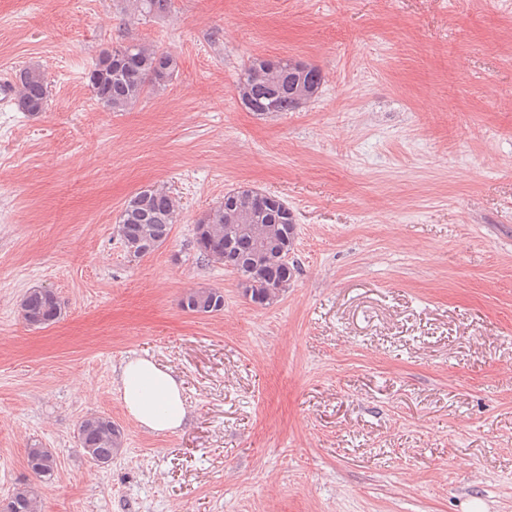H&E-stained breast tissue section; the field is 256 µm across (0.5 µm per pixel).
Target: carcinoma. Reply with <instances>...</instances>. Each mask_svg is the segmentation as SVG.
<instances>
[{
  "instance_id": "carcinoma-1",
  "label": "carcinoma",
  "mask_w": 512,
  "mask_h": 512,
  "mask_svg": "<svg viewBox=\"0 0 512 512\" xmlns=\"http://www.w3.org/2000/svg\"><path fill=\"white\" fill-rule=\"evenodd\" d=\"M124 24L160 17L172 9V0H125ZM178 69L177 56L167 47L132 36L100 53L87 74L96 102L107 112H126L144 98L165 87ZM323 69L294 57L251 56L240 70L235 92L249 112L264 114L299 112L318 98L324 84ZM15 103L21 112L45 111L48 83L44 73L25 67L16 75ZM181 212V201L166 185L148 186L133 194L116 219V234L128 258L153 254L169 239ZM297 220L280 196L243 186L224 194V200L205 211L192 227L198 259L224 266L236 275L245 297L258 307L277 303L299 273L295 250ZM190 314L224 311V290L197 288L180 300ZM20 317L32 328L58 320L62 307L50 288H32L21 300ZM123 428L103 413L83 416L76 438L83 454L101 467L112 465L122 452ZM27 469L38 481L51 479L57 458L49 448L27 449ZM0 512H43L34 485L23 483L0 499Z\"/></svg>"
}]
</instances>
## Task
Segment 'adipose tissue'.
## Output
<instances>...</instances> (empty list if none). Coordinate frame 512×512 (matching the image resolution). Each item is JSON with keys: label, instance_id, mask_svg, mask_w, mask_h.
I'll return each mask as SVG.
<instances>
[{"label": "adipose tissue", "instance_id": "obj_1", "mask_svg": "<svg viewBox=\"0 0 512 512\" xmlns=\"http://www.w3.org/2000/svg\"><path fill=\"white\" fill-rule=\"evenodd\" d=\"M118 387L128 413L156 433L179 429L185 418L180 382L152 359L134 357L120 368Z\"/></svg>", "mask_w": 512, "mask_h": 512}]
</instances>
